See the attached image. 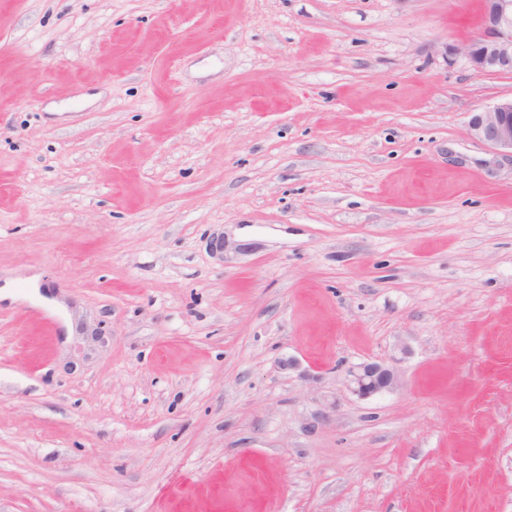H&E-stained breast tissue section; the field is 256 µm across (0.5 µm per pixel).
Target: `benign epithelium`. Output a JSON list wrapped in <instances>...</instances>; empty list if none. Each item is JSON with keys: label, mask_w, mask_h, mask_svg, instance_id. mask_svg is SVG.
I'll return each instance as SVG.
<instances>
[{"label": "benign epithelium", "mask_w": 512, "mask_h": 512, "mask_svg": "<svg viewBox=\"0 0 512 512\" xmlns=\"http://www.w3.org/2000/svg\"><path fill=\"white\" fill-rule=\"evenodd\" d=\"M479 75L512 74V0H484L481 34L463 48L453 49ZM468 133L512 157V98L470 113ZM347 386L369 398L397 388L398 375L390 365L363 362L347 372Z\"/></svg>", "instance_id": "1"}]
</instances>
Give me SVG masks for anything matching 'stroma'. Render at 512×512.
I'll return each mask as SVG.
<instances>
[{"label":"stroma","instance_id":"1","mask_svg":"<svg viewBox=\"0 0 512 512\" xmlns=\"http://www.w3.org/2000/svg\"><path fill=\"white\" fill-rule=\"evenodd\" d=\"M481 19L0 0V512H512V160L467 133L512 75L448 52ZM346 382L350 391L361 398L393 391L399 383L396 369L378 362L352 366L347 372Z\"/></svg>","mask_w":512,"mask_h":512}]
</instances>
